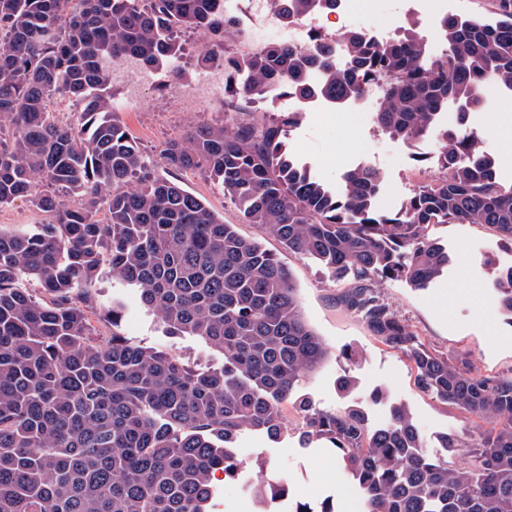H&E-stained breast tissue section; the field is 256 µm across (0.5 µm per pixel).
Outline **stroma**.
Listing matches in <instances>:
<instances>
[{"mask_svg":"<svg viewBox=\"0 0 512 512\" xmlns=\"http://www.w3.org/2000/svg\"><path fill=\"white\" fill-rule=\"evenodd\" d=\"M187 40L186 54L178 63L185 72L184 82L173 84L170 72L159 70L154 83L141 86L136 97L128 83L112 84L114 110L140 147L151 172L157 175L164 172L157 153L166 141L180 138L201 121L229 126L234 119L233 113L217 103L186 104L199 74L195 58L208 49L209 37L194 32ZM506 112L512 113V91L498 90L489 94L482 110L470 113L468 124L484 139L499 130ZM286 146L291 155L336 188L342 187L345 172L360 162L369 163L381 176L375 207L382 213L397 211L420 185L435 181L441 174L436 137L403 142L383 132L369 116L356 115L345 122L331 112L303 113L299 124L288 132ZM176 178L186 191L205 199L225 223L235 225L242 236L275 252L290 271L304 318L328 351L325 361L302 387L317 407L365 408L370 426L376 427L386 421L388 409L373 403L371 396L385 390L392 401L403 403L410 411L426 452L467 461V448H443L442 438L447 433L467 438L476 427L475 418L423 392L407 358L383 345L361 317L337 304L340 285L326 269L288 250L268 228L246 223L236 204L208 177L187 171L177 173ZM429 234L448 248L451 262L447 273L423 290L402 280L385 282L380 288L383 299L433 351L450 356L468 354L486 375L511 370L512 318L500 310L493 280L498 269L512 265V243L499 239L481 224H435ZM97 289L101 295L122 303L119 331L128 339L198 365L221 363L219 353L196 338L165 335L161 323L142 306L135 290L109 277L103 278ZM344 375L350 377L353 386L342 393L336 381ZM287 417V438L275 443L259 434H244L239 442L241 455L250 461H270L276 473L287 477L292 501L314 505L330 497L337 512H347L351 483L335 453L327 448L302 447L296 411L288 410Z\"/></svg>","mask_w":512,"mask_h":512,"instance_id":"1","label":"stroma"}]
</instances>
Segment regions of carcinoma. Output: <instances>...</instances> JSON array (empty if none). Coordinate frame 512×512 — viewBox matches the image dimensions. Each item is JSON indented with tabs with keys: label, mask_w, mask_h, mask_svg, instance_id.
<instances>
[{
	"label": "carcinoma",
	"mask_w": 512,
	"mask_h": 512,
	"mask_svg": "<svg viewBox=\"0 0 512 512\" xmlns=\"http://www.w3.org/2000/svg\"><path fill=\"white\" fill-rule=\"evenodd\" d=\"M279 2L288 24L337 0ZM493 2L491 23L442 18L446 52L435 62L412 22L381 44L348 34L340 66L323 46L225 51L236 29L216 0H0V207L25 199L47 215L32 228L0 226V512H211L214 473L246 470L240 435L283 439L290 405L304 443L336 450L365 512H512V372L486 376L465 354L427 348L380 294L385 281L423 289L448 271L433 224H482L512 243V185L468 126L488 93L512 90V0ZM183 28L214 37L201 63L224 65V107L238 119L195 125L161 146V164L206 174L246 222L348 283L337 303L408 359L418 386L488 425L468 444L469 465L424 453L401 403L372 429L359 408L296 398L327 348L287 267L178 183L144 174L107 64L169 66ZM312 67L318 83L306 79ZM381 80L375 123L408 142L436 134L443 170L393 214L375 210L371 166L349 170L337 193L288 154L300 113L258 121L248 111L288 92L342 102ZM62 101L77 105L76 120L54 118ZM450 102L461 112L442 126ZM106 265L167 334L193 336L223 362L200 367L123 336L121 307L95 288ZM494 289L512 316V265ZM94 306L112 335L92 324ZM252 494L286 504L288 482L265 480Z\"/></svg>",
	"instance_id": "obj_1"
}]
</instances>
